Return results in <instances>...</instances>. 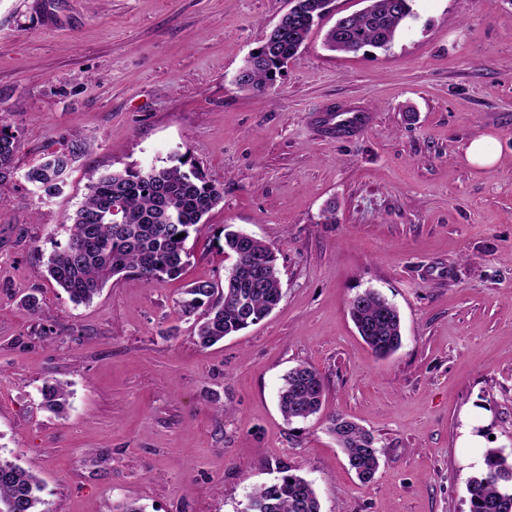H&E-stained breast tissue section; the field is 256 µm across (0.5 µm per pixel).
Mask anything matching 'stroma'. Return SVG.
Here are the masks:
<instances>
[{
    "label": "stroma",
    "instance_id": "stroma-1",
    "mask_svg": "<svg viewBox=\"0 0 512 512\" xmlns=\"http://www.w3.org/2000/svg\"><path fill=\"white\" fill-rule=\"evenodd\" d=\"M289 0H0V115L17 137L0 193V455L37 474L49 512H242L289 468L322 512H468L489 448L512 451V0H414L389 48L329 51L363 0H333L263 92L234 79ZM371 112L351 140L316 112ZM486 136L496 165L466 160ZM82 150L49 197L26 172ZM189 150L223 199L182 275L128 274L77 305L46 273L91 172ZM271 245L283 287L257 325L198 343L174 301L223 281L225 229ZM381 293L402 344L379 358L350 318ZM36 293L40 314L19 305ZM323 376L321 413L287 422L283 375ZM63 381L70 408L41 390ZM369 430V483L325 418Z\"/></svg>",
    "mask_w": 512,
    "mask_h": 512
}]
</instances>
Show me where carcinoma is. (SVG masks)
Returning <instances> with one entry per match:
<instances>
[{
  "label": "carcinoma",
  "instance_id": "obj_1",
  "mask_svg": "<svg viewBox=\"0 0 512 512\" xmlns=\"http://www.w3.org/2000/svg\"><path fill=\"white\" fill-rule=\"evenodd\" d=\"M331 3L293 0L291 14L239 70L236 86L253 92L272 86L288 61L299 54L316 23L330 12ZM412 15V0H368L363 10L337 19L325 42L339 52L384 48ZM77 151L74 147L49 154L28 170V181L46 195L61 193ZM15 153L16 136L0 118L1 191L15 174ZM222 199L223 192L188 151L168 154L161 165L101 173L90 181L84 200L68 216L67 240L47 259L49 276L75 304L91 302L109 280L128 271L151 286L174 279L187 264L191 232ZM114 207L119 210L117 216L112 213ZM224 254L233 259L224 283L195 281L175 300L176 313L193 321L203 347L259 323L282 298L277 256L270 245L241 231H226ZM350 315L376 356L386 357L400 347L399 311L379 292L367 289L356 296ZM42 395L50 411L66 413L64 383L46 386ZM324 398L321 374L300 364L284 376L279 407L289 422L306 420L321 410ZM328 431L343 449L349 469L360 481L371 482L383 455L373 434L336 414L328 418ZM42 490L36 474L0 458V512H47ZM467 493L469 512H512V454L488 449L484 468L469 479ZM243 512H321V504L313 484L286 468L273 483L249 494Z\"/></svg>",
  "mask_w": 512,
  "mask_h": 512
}]
</instances>
